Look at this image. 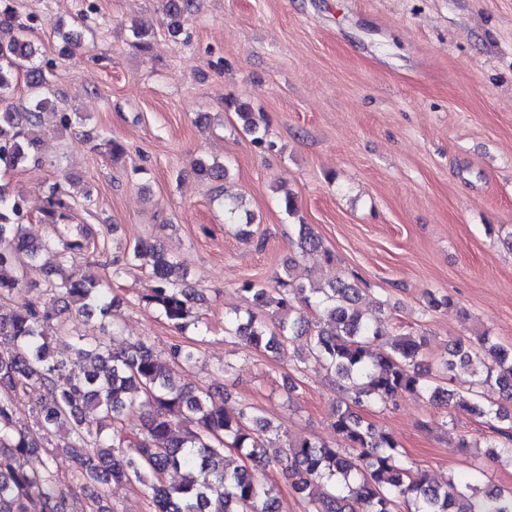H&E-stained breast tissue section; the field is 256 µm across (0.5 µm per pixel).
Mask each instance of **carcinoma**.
Masks as SVG:
<instances>
[{
  "mask_svg": "<svg viewBox=\"0 0 512 512\" xmlns=\"http://www.w3.org/2000/svg\"><path fill=\"white\" fill-rule=\"evenodd\" d=\"M195 0H169L167 29L176 37L183 31ZM35 17L19 14L15 0H0V169L18 170L39 164L41 115L50 109L61 130L83 121L80 112L53 103L50 78L56 64L38 60L39 49L28 38ZM64 43L58 57L69 59L80 42L75 30H57ZM26 76V105L9 103L18 77ZM244 132L252 142H265L262 120L246 108L235 107ZM93 150L115 162L125 146L97 136ZM196 173L223 180L227 168L199 159ZM224 224L245 240L251 239V221L240 222L239 198H219ZM71 203L62 183L55 182L46 196L39 221L49 224L54 237L43 243L21 234L27 220L21 192L0 183V512H103L100 496L87 493L88 481L136 484L152 512H281L280 501L267 488L264 471L281 469L296 497L312 512H512V489L481 487L468 476H452L441 488L426 475L399 460V445L384 431L365 422L357 409L387 404L404 393L430 402L451 404L453 391L420 369L426 338L418 333L390 334L385 323L365 315L356 306L359 289L337 279L326 286L314 281L294 284L279 279L276 285L244 281L239 291L248 294L255 309L224 315V334L263 352L276 354L288 343L303 338L299 359L319 363L332 377L344 400L336 406L331 427L343 443L334 447L314 438L288 442V451L268 456L275 445L265 437L268 423L254 407L228 409L208 391L179 384L174 370L190 369L197 350L182 342L170 344V363L157 358L144 338L127 340L112 349L107 336L74 335L70 322L82 317H106L120 307L111 284L76 275L74 258L88 251V237L67 235ZM299 247L322 249L321 240L307 224L298 225ZM151 272L155 285L143 300L154 305L168 325L182 332L199 322L193 312L195 293L180 280V263L146 238L127 242L112 257V277L129 267ZM301 304L328 321L312 324L296 307ZM63 345L57 354L46 334ZM89 366L81 375L69 371L72 359ZM444 379L455 382L469 371L470 383L499 390L500 402L459 403L456 408L485 419L502 437L490 453L512 459V348L484 333L457 339L440 359ZM30 397L35 427L19 425L14 397ZM144 416L143 428L130 434L127 413ZM508 427H501L502 423ZM61 433L65 454L74 462L71 477L57 470V447L51 438ZM233 451L252 465H224ZM45 458L34 464L39 454ZM183 472L170 483L166 474Z\"/></svg>",
  "mask_w": 512,
  "mask_h": 512,
  "instance_id": "1",
  "label": "carcinoma"
}]
</instances>
